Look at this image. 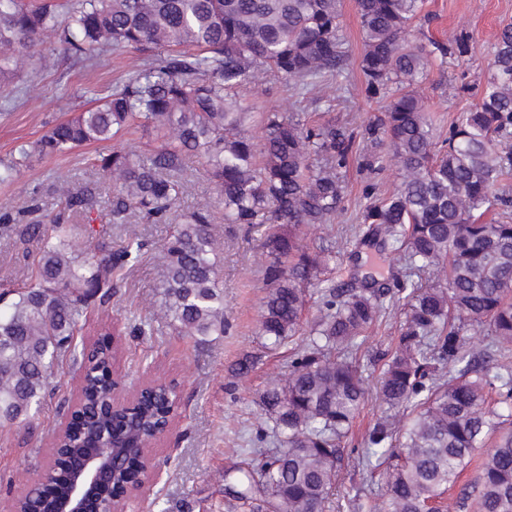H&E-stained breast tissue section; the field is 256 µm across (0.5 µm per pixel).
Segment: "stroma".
Instances as JSON below:
<instances>
[{"mask_svg":"<svg viewBox=\"0 0 512 512\" xmlns=\"http://www.w3.org/2000/svg\"><path fill=\"white\" fill-rule=\"evenodd\" d=\"M423 11L430 23L412 22L409 40H447L449 35L470 36L469 51L432 62L418 91L432 122L435 141L448 136L455 118L479 99V89L488 74L495 34L500 25L512 22V0H424ZM340 26L349 65L340 84L320 88L332 107L298 102L283 76L259 77L238 90V97L251 112V132H258L268 112L303 111L314 123L346 130L354 137L346 172L344 199L330 223L304 226L299 235L305 243L342 252L331 277L336 285L349 283L355 275L375 273L389 279L400 271L393 252L376 248H354L352 229L360 224L370 197H383L400 184L394 170H362V155L371 145L366 128L381 114L383 103L368 98L359 68L363 50L361 21L355 0H341ZM131 71L128 53L107 51L96 64L86 67L37 48L27 68L8 88L0 89V159H9L16 145L40 139L53 126L92 107L124 82ZM156 146L152 132L140 122H131L123 136L113 143H89L60 155H32L13 181L0 182V210L18 213L31 201H39L41 221H48L64 208L55 184L65 181L73 189L95 193L92 217L94 229L112 248L128 238L140 240L143 248L112 278V299L108 305L110 322L122 348L116 371L125 389L140 385L145 375L178 381L181 407L172 431L156 447L163 467L158 479L131 502L127 512H228L224 501V472L233 466L257 468L262 453L274 450L265 431L271 423L259 405V395L274 380L286 378L290 362L301 349L319 315L316 298H309L301 315L300 340L270 350L258 335V315L266 287L262 267V242L269 227L265 224H228L215 185L198 158H189L180 176L184 186L179 210L203 208L214 218L212 232L221 252L220 276L224 285L223 335L209 337L202 345L181 335L173 326L152 321L161 302L158 288L160 258L171 225L143 224L138 216L128 223H112L106 207L110 181L99 173L94 161L111 149L148 154ZM373 196H366V186ZM360 251L352 261L351 251ZM36 240H25L14 232L0 231V285L18 284L30 274V255L36 254ZM405 321L404 309L386 312L367 332L366 342L356 353V361L368 378L365 406L356 421L354 442H361L381 415L374 398L383 353L393 350ZM252 356L256 365L246 375L234 374L235 363ZM79 373L71 359H64L47 379L41 412L31 426L0 429V504L17 497L28 479L43 473L52 452V442L62 417L78 394ZM385 491V469H366L349 457L339 472L326 512H356L353 503H381Z\"/></svg>","mask_w":512,"mask_h":512,"instance_id":"1","label":"stroma"}]
</instances>
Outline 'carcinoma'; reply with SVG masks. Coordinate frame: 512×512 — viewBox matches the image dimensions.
Instances as JSON below:
<instances>
[{"label":"carcinoma","instance_id":"cac0c4a2","mask_svg":"<svg viewBox=\"0 0 512 512\" xmlns=\"http://www.w3.org/2000/svg\"><path fill=\"white\" fill-rule=\"evenodd\" d=\"M340 0H63L29 9L0 0V83L10 82L25 56L51 44L77 63L122 48L132 75L95 107L56 124L36 145L21 143L0 163L11 180L32 153H68L90 142H110L138 117L159 146L148 157L112 150L99 169L112 182L106 205L112 223L135 213L144 224H167L180 200L177 174L186 157L202 160L224 205L226 224H275L265 243V276L258 335L273 346L300 331L304 286L316 290L319 320L307 347L291 361L284 383L261 395L279 443L259 470L224 472V498L265 512H323L345 459L346 438L365 401L362 371L349 353L380 315L408 306L405 330L380 372L376 400L402 416L370 429L359 463L387 465L386 512H458L475 498L480 512H512V430L501 434L473 483L460 496L444 495L459 482L473 452L512 417V368L487 364L512 349V223L483 216L512 202L498 193L512 169V24L496 35L489 75L479 101L461 113L436 148L416 85L432 59L468 51V38L411 43L409 22L422 0H356L361 18L360 68L368 97L385 101L369 128L386 147L364 159L368 170L397 167L400 188L371 202L355 236L379 237L401 255L394 286L364 277L344 287L320 279L333 259L299 242L304 224H325L344 198L342 171L353 137L310 125L299 113H271L255 137L251 112L229 92L268 74L288 77L299 98L347 68ZM66 212L51 233L34 222L21 236L41 246L29 282L0 312V427L30 421L45 396L56 360L76 355L74 336L89 303L112 298V275L141 249L76 244ZM212 219L204 210L180 214L160 274L164 315L179 333L199 342L224 335V289ZM488 328L490 340L468 342L455 321ZM344 357L333 356L336 350ZM112 351L81 364V399L106 398ZM179 398L155 382L138 406L136 425L89 412L60 438L70 466L94 444L93 435L133 436L139 444ZM66 492L53 482L52 499L30 495L9 512H54Z\"/></svg>","mask_w":512,"mask_h":512}]
</instances>
